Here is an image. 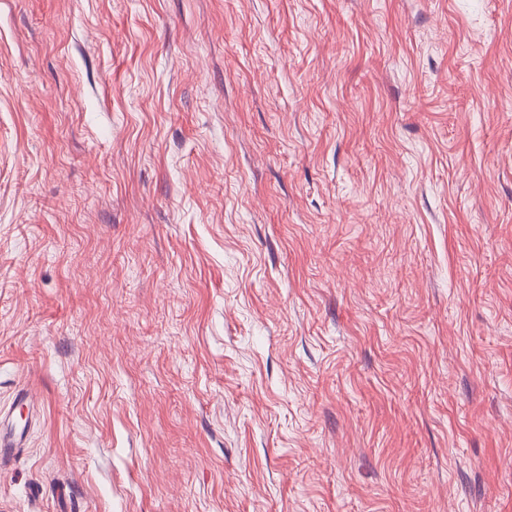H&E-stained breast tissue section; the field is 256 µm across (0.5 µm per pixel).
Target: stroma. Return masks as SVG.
I'll return each mask as SVG.
<instances>
[{"mask_svg": "<svg viewBox=\"0 0 512 512\" xmlns=\"http://www.w3.org/2000/svg\"><path fill=\"white\" fill-rule=\"evenodd\" d=\"M9 428L0 512H512V0H0Z\"/></svg>", "mask_w": 512, "mask_h": 512, "instance_id": "stroma-1", "label": "stroma"}]
</instances>
